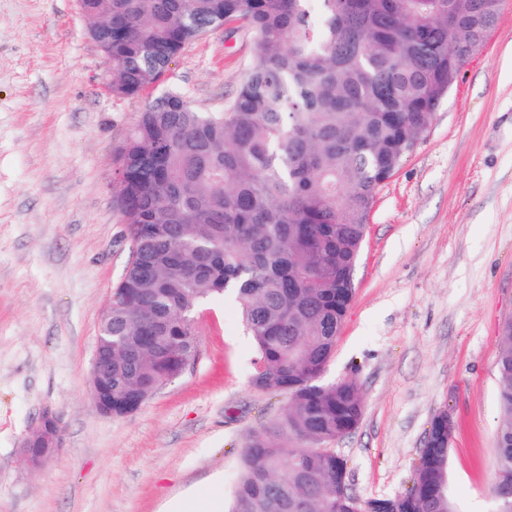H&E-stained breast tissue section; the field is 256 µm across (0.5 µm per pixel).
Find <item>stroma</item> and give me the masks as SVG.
Here are the masks:
<instances>
[{
	"instance_id": "obj_1",
	"label": "stroma",
	"mask_w": 512,
	"mask_h": 512,
	"mask_svg": "<svg viewBox=\"0 0 512 512\" xmlns=\"http://www.w3.org/2000/svg\"><path fill=\"white\" fill-rule=\"evenodd\" d=\"M253 61L238 24L186 48L142 96L112 95L77 0H0V512H173L231 498L244 448L288 405L253 386L236 305L198 315V354L134 413L102 415L89 376L101 314L129 260L116 148L146 100L179 88L201 112ZM355 297L326 381H355L356 429L331 448L358 501L404 493L448 412L459 512H492L499 324L512 316V0L435 119L379 189ZM62 448L29 469L18 446L45 410Z\"/></svg>"
}]
</instances>
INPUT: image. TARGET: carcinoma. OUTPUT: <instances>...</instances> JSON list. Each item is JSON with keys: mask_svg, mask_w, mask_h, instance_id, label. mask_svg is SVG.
Wrapping results in <instances>:
<instances>
[{"mask_svg": "<svg viewBox=\"0 0 512 512\" xmlns=\"http://www.w3.org/2000/svg\"><path fill=\"white\" fill-rule=\"evenodd\" d=\"M137 97L187 47L242 23L255 62L215 112L170 89L115 151L117 207L135 258L112 304V403L145 395L197 345L194 313L228 296L257 358L252 382L288 393L244 449L229 512H387L342 495L326 447L360 422L352 381L326 382L354 298L377 193L484 44L503 0H77ZM495 512H512V317L500 324ZM449 444L422 450L397 512H457Z\"/></svg>", "mask_w": 512, "mask_h": 512, "instance_id": "obj_1", "label": "carcinoma"}]
</instances>
